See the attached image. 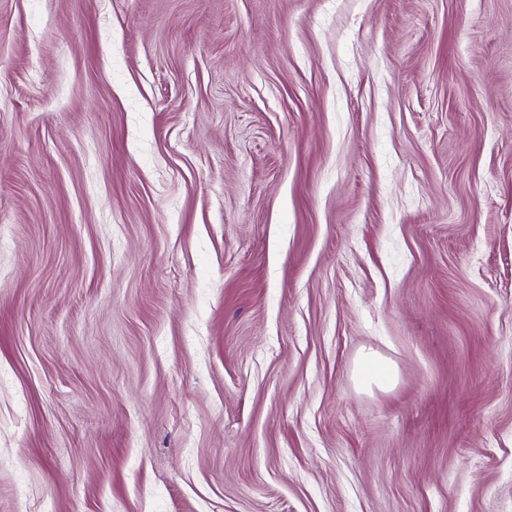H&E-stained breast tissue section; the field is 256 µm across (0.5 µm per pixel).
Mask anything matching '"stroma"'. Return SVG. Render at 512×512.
Returning <instances> with one entry per match:
<instances>
[{
  "label": "stroma",
  "mask_w": 512,
  "mask_h": 512,
  "mask_svg": "<svg viewBox=\"0 0 512 512\" xmlns=\"http://www.w3.org/2000/svg\"><path fill=\"white\" fill-rule=\"evenodd\" d=\"M0 512H512V0H0Z\"/></svg>",
  "instance_id": "stroma-1"
}]
</instances>
